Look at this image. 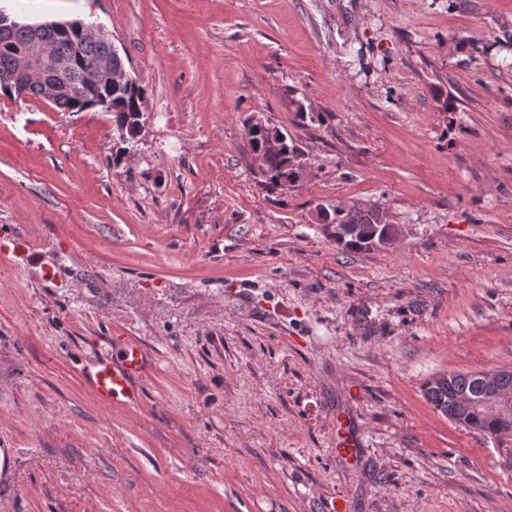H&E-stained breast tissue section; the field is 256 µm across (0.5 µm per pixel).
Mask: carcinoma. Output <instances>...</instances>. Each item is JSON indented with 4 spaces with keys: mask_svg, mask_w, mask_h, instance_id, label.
Segmentation results:
<instances>
[{
    "mask_svg": "<svg viewBox=\"0 0 512 512\" xmlns=\"http://www.w3.org/2000/svg\"><path fill=\"white\" fill-rule=\"evenodd\" d=\"M44 35L56 44L60 56L68 60L67 67L63 69L67 90L51 97L43 86L33 83L25 87L26 94L72 112L91 109L95 97L110 95L116 107L113 119L128 120L126 140H133L136 134L133 118L144 95L143 87L129 92L116 90L107 82L87 86L85 64L108 53L111 42L107 39L85 40L74 28L66 33L46 28ZM29 42V32L23 26L16 28L7 38H0V73L15 69L18 55ZM246 132L252 152L259 159V171L270 186L277 187L287 182L292 184L300 179L303 168L295 160L303 155V151L288 133L268 123L263 127L251 123L246 127ZM325 219L329 224L352 227L345 238L338 239L352 250L380 248L382 242L394 238L396 232L395 225L385 222L379 209L345 210L336 207L325 211ZM425 396L449 420L484 437L497 438L512 433V409L504 413L493 410L489 404L490 393L486 381L478 372L449 371L445 378L435 377L426 384Z\"/></svg>",
    "mask_w": 512,
    "mask_h": 512,
    "instance_id": "obj_1",
    "label": "carcinoma"
}]
</instances>
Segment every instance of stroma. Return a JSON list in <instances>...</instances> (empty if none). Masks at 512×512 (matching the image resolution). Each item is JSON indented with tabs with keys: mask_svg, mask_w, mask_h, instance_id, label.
<instances>
[{
	"mask_svg": "<svg viewBox=\"0 0 512 512\" xmlns=\"http://www.w3.org/2000/svg\"><path fill=\"white\" fill-rule=\"evenodd\" d=\"M0 8L99 25L145 88L124 149L0 95V235L39 255L0 258V512H512V435L424 395L512 367V0ZM256 116L298 182L263 186ZM373 204L392 245L316 220ZM128 344L140 399L104 406L84 373Z\"/></svg>",
	"mask_w": 512,
	"mask_h": 512,
	"instance_id": "obj_1",
	"label": "stroma"
}]
</instances>
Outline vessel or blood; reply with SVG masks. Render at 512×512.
Returning a JSON list of instances; mask_svg holds the SVG:
<instances>
[{"label": "vessel or blood", "instance_id": "vessel-or-blood-1", "mask_svg": "<svg viewBox=\"0 0 512 512\" xmlns=\"http://www.w3.org/2000/svg\"><path fill=\"white\" fill-rule=\"evenodd\" d=\"M0 254L27 262L36 259L33 247L23 238L1 241ZM142 365L141 351L134 345L125 348L120 361L101 360L93 365L87 373V379L98 401L106 406L135 402L139 393L134 379L140 374Z\"/></svg>", "mask_w": 512, "mask_h": 512}]
</instances>
